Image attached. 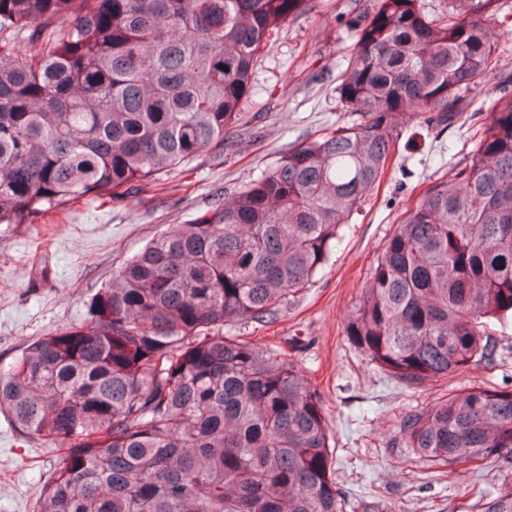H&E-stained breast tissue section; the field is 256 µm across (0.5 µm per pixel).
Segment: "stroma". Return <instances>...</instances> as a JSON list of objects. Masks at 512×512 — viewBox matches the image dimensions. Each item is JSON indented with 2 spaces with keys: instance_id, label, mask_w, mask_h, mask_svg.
<instances>
[{
  "instance_id": "obj_1",
  "label": "stroma",
  "mask_w": 512,
  "mask_h": 512,
  "mask_svg": "<svg viewBox=\"0 0 512 512\" xmlns=\"http://www.w3.org/2000/svg\"><path fill=\"white\" fill-rule=\"evenodd\" d=\"M353 0H311L264 48L223 150H209L182 170L161 175L162 191L106 205L78 201L31 224H0V369L38 337L88 317L92 298L155 235L189 223L280 160L296 144L351 119L336 97L338 63L355 38L345 21ZM498 69L466 93L461 121L442 135L400 145L378 188L342 232L331 263L312 286L265 327H225L280 351L317 388L332 429L336 486L343 512H481L484 491L512 473L511 456L468 465L423 461L404 448L400 417L466 389L512 391V321L490 328L495 353L445 377L407 384L383 374L343 333L374 258L402 214L433 182L447 179L450 158L473 147L490 100L512 77V0H498L491 20ZM58 456L49 442L26 440L0 415V512H34Z\"/></svg>"
}]
</instances>
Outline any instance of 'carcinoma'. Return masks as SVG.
<instances>
[{"label":"carcinoma","instance_id":"obj_1","mask_svg":"<svg viewBox=\"0 0 512 512\" xmlns=\"http://www.w3.org/2000/svg\"><path fill=\"white\" fill-rule=\"evenodd\" d=\"M311 0H0V224L81 198L123 201L224 149L271 35ZM497 0H354L324 129L231 196L152 238L89 318L0 371V414L60 460L37 512H342L321 397L281 354L224 335L264 326L331 261L404 132L453 126L493 71ZM228 70H223V67ZM474 149L382 245L344 335L387 376L489 359L512 317V90ZM411 453L512 452V392L465 389L399 420ZM481 512H512V473Z\"/></svg>","mask_w":512,"mask_h":512}]
</instances>
